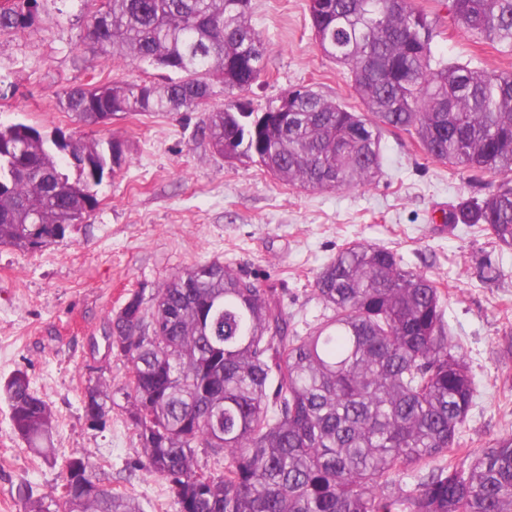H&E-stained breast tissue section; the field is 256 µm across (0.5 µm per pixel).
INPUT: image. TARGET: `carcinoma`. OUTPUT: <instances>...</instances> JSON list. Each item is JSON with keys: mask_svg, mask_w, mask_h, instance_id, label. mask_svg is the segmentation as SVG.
Returning a JSON list of instances; mask_svg holds the SVG:
<instances>
[{"mask_svg": "<svg viewBox=\"0 0 512 512\" xmlns=\"http://www.w3.org/2000/svg\"><path fill=\"white\" fill-rule=\"evenodd\" d=\"M66 0H0V33L63 13ZM250 0H101L87 29L112 56L177 73L163 86L100 83L64 92L87 125L118 113L191 111L213 82L246 91L267 48ZM323 54L348 68L365 112L311 88L288 91V112L238 103L207 114L201 135L228 160L246 158L290 186L347 191L383 173L382 135L415 132L431 158L498 179L461 201L447 224H483L512 247V72L434 56L436 20L409 0H307ZM475 39L512 52V0H448ZM0 123V246L36 252L65 239L99 205L101 181L72 178L64 156L93 172L121 168L125 142L54 140ZM322 317L303 334L271 289L219 260L141 291L108 321L113 354L131 365L122 388L147 460L180 512H512V438L456 462L475 387L448 336L440 282L363 242L319 272ZM14 430L44 459L54 415L13 373L3 386ZM112 384L89 381L83 410L107 420ZM224 471L203 477L197 449ZM68 488L29 512H141L103 484L82 450L66 459Z\"/></svg>", "mask_w": 512, "mask_h": 512, "instance_id": "1", "label": "carcinoma"}]
</instances>
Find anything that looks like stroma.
<instances>
[{
  "label": "stroma",
  "mask_w": 512,
  "mask_h": 512,
  "mask_svg": "<svg viewBox=\"0 0 512 512\" xmlns=\"http://www.w3.org/2000/svg\"><path fill=\"white\" fill-rule=\"evenodd\" d=\"M439 18L435 56L512 71L504 53L453 23L443 0H411ZM97 0H68L54 20L0 34V123L25 122L46 136L127 144L116 174L98 186L99 205L59 243L33 253L0 246V381L27 373L55 414L54 461L27 447L0 399V512H28L61 492L73 449L101 465L107 485L136 498L143 512H178L167 481L150 475L124 409L91 427L81 396L88 380L125 384L130 365L107 355L105 331L137 291L155 290L197 263L220 260L261 287L277 289L298 331L323 311L313 289L323 266L348 243L394 251L406 267L447 285L446 319L475 384L461 446L475 456L512 437V247L482 225L448 226L450 205L492 193L497 180L472 177L427 156L416 136L388 130L384 172L349 191L292 187L248 160L228 162L202 140L207 111L244 102L261 111L289 90L310 86L362 111L346 68L325 57L306 0H250V22L268 48L266 70L248 91L215 85L192 112L119 115L105 128L64 112L68 88L95 82L160 81L145 63L109 60L83 40ZM501 274L488 281L482 267Z\"/></svg>",
  "instance_id": "obj_1"
}]
</instances>
